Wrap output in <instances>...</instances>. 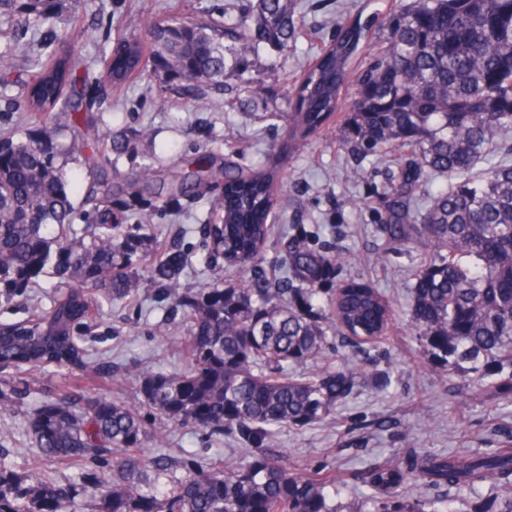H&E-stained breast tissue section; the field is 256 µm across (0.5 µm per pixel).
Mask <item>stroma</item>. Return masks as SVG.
Here are the masks:
<instances>
[{
	"label": "stroma",
	"mask_w": 512,
	"mask_h": 512,
	"mask_svg": "<svg viewBox=\"0 0 512 512\" xmlns=\"http://www.w3.org/2000/svg\"><path fill=\"white\" fill-rule=\"evenodd\" d=\"M230 3L89 0L77 14L65 12L53 24L34 26L27 22L23 0H12L0 9V52L11 50L13 62L11 84L0 86V139L20 140L36 133L35 120L23 110L21 81L32 60L57 51V30L69 29L72 39L66 50L78 64L84 93L81 114L54 116L58 163L75 206L74 220L65 229L69 237L90 249L99 234L98 218L85 200L92 182L85 144L92 141L99 166L114 185V235L122 236L130 224L149 225L152 248L185 254L182 288L195 292L260 275L276 279L289 238L299 235L312 248L346 256L336 272L337 282L362 280L387 296L394 317L379 342L355 347L332 336L317 358L290 368L291 374L303 377L336 366L357 374L335 416L304 427L280 428L276 437L288 467L305 473L320 469L340 479V512L362 507L366 490L359 476L374 463L407 462L425 452L511 447L512 403L501 400L493 388L444 367L425 350L411 321L413 274L428 261L430 251L390 249L376 210L393 176L410 158V147L392 146L380 159L356 154L345 143L346 124L340 115L296 144L288 142L292 95L313 56L331 42L345 20L370 17L375 26H382L389 0H296V33L288 48L260 45L249 55L242 77L196 98L163 90L156 77L114 87L102 82L101 47L149 41V26L173 18H223ZM201 156L219 165L233 158L247 172L278 167L283 183L270 218L273 234L256 269L230 267L208 254L202 229L216 223L224 210V181L211 177L191 192L177 189ZM60 282L54 274L38 277L24 294L0 307V323L23 322L48 311ZM188 329L183 311L148 280L133 301L101 303L78 343L88 371L108 365L117 378L97 382L91 394L140 405L133 368L183 369V356L171 343L187 336ZM5 375L17 395L14 404L0 406V463L15 473L75 488L71 512H84L98 493L100 477L111 475V460L66 466L42 458L28 423L29 416L67 384V370L22 365ZM146 429L145 454L165 466L153 476L160 489L172 487L186 461L207 468L224 456L249 452L238 435L212 434L192 424L151 416Z\"/></svg>",
	"instance_id": "obj_1"
}]
</instances>
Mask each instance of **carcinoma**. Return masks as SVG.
Here are the masks:
<instances>
[{"label": "carcinoma", "mask_w": 512, "mask_h": 512, "mask_svg": "<svg viewBox=\"0 0 512 512\" xmlns=\"http://www.w3.org/2000/svg\"><path fill=\"white\" fill-rule=\"evenodd\" d=\"M294 33V0H246L243 14L222 23L170 20L150 29L154 72L194 96L237 76L258 45L286 48ZM371 36V23L349 21L320 53L296 89L291 136L332 118L354 82L347 119L354 149L380 158L390 143L412 148L380 197L382 231L396 245L433 249L411 288L415 326L429 354L483 381L494 373L479 364L512 365V164L486 154L497 135L512 131V0H412L390 14L382 53L356 70L354 59ZM122 49L125 68L104 71L113 84L144 72V48L134 41ZM75 71L69 55L40 65L24 85L41 133L0 143V302H11L54 260L77 272L49 311L19 328L0 324V369L26 364L81 373L85 353L76 331L91 321L99 300L135 296L138 265L146 264L183 310L190 336L182 347L185 369L137 372L144 408L212 433L234 432L255 448L208 471L187 463L186 476L159 493L148 472L161 464L143 452L141 413L89 397L79 377L49 402L53 413L31 419L37 448L72 465L115 454L112 477L100 481L85 512H338L331 499L336 478L288 469L273 447V428L303 427L336 410L353 373L336 368L296 378L288 366L317 357L330 333L358 342L382 336L392 319L389 301L356 281L322 298L345 256L298 237L286 247L288 287L256 288L244 279L192 293L176 279L183 255L146 248V224L113 239L110 208L101 213L103 232L92 250L54 233L52 227L71 223L74 205L49 117L70 105L64 90L75 89ZM433 171L448 174L451 184L417 208ZM224 177L237 183L238 204L219 217L224 232L207 225L205 243L216 242L227 265L243 267L262 255L270 237L278 171L242 178L229 161ZM361 479L370 512H441L433 501L406 498L410 480L468 494L497 487L500 512H512V448L385 461ZM75 493L0 466V512H68Z\"/></svg>", "instance_id": "carcinoma-1"}]
</instances>
